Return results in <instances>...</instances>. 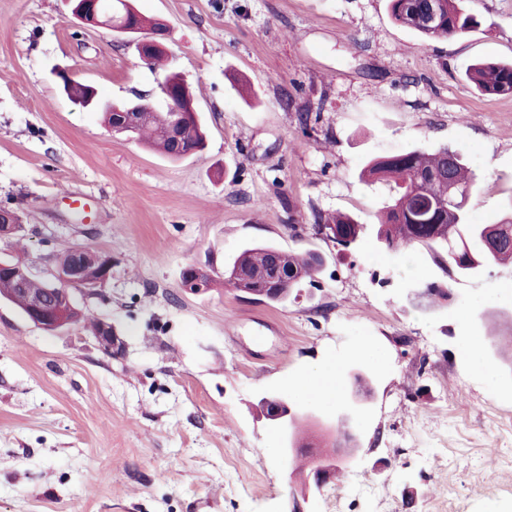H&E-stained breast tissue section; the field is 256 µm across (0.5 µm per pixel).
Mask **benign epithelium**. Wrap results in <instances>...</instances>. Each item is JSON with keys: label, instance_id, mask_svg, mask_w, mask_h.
I'll return each instance as SVG.
<instances>
[{"label": "benign epithelium", "instance_id": "benign-epithelium-1", "mask_svg": "<svg viewBox=\"0 0 512 512\" xmlns=\"http://www.w3.org/2000/svg\"><path fill=\"white\" fill-rule=\"evenodd\" d=\"M72 5V14L84 25L102 27L113 32L137 39V48L140 58L149 62L154 53L164 49V40L168 36L165 27H152L144 23L142 17L132 8L128 9L125 20L116 23L112 16L102 11L101 0H68ZM170 107L174 112L197 114L198 108L191 89L182 84L177 94L164 90ZM23 231V225L18 223V214L9 207L0 208V237H15ZM9 269L16 278V294L24 298L22 313L36 326L46 331L64 329L75 322L73 314L78 312L74 299V291L91 290L103 284L112 270V256L108 253L95 251L88 247L74 249L69 267L55 268L48 280L49 288L46 294L53 300L54 312L48 313L44 309V296L33 295L25 288V283L33 273L30 268L17 262L12 265L0 264V271ZM183 287L192 292L200 293L207 289V280L204 271L196 266H188L182 273ZM96 340L102 351L108 355L121 349L112 326L100 323L96 333ZM263 405L267 406L264 415L268 425L283 439L284 446L280 449L281 457L287 461L293 457V448L290 447L289 436L297 412L293 411L288 400L281 395L270 393L261 398ZM339 459L333 454H326L313 462L314 478L311 485L301 496H293L290 512H309L307 504L309 498L324 487V477L336 471Z\"/></svg>", "mask_w": 512, "mask_h": 512}]
</instances>
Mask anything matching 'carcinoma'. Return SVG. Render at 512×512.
Returning a JSON list of instances; mask_svg holds the SVG:
<instances>
[{
	"label": "carcinoma",
	"mask_w": 512,
	"mask_h": 512,
	"mask_svg": "<svg viewBox=\"0 0 512 512\" xmlns=\"http://www.w3.org/2000/svg\"><path fill=\"white\" fill-rule=\"evenodd\" d=\"M436 19H425L428 0H388L393 20L425 40L449 38L481 26L477 16L464 6V0H433ZM467 79L483 95H512V60H486L471 67ZM107 125L115 132L135 139H148L171 160L203 144L201 121L189 117L181 122L174 112H145L138 119L101 107ZM361 177L371 182L391 181L396 196L383 208L376 239L387 252L399 255L425 249L435 264L456 274L443 264L448 248L465 253L470 265L463 275L475 277L487 265L499 262L498 253L512 251V218L498 224H472L466 204L477 191L463 157L441 145L432 151L410 150L369 160ZM317 224H334L349 236L362 235L363 225L348 214L315 215ZM321 258L315 253L294 254L275 245L245 247L231 262L229 270L242 277L243 287L258 296L285 303L294 290L318 272Z\"/></svg>",
	"instance_id": "obj_1"
}]
</instances>
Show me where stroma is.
Returning <instances> with one entry per match:
<instances>
[{"instance_id":"1","label":"stroma","mask_w":512,"mask_h":512,"mask_svg":"<svg viewBox=\"0 0 512 512\" xmlns=\"http://www.w3.org/2000/svg\"><path fill=\"white\" fill-rule=\"evenodd\" d=\"M132 3L168 26L205 123L204 149L178 161L113 134L55 76L165 111L134 38L85 27L66 0H0V206L27 227L0 257L43 277L68 248L111 253L108 280L75 297L122 341L110 356L84 323L49 332L0 303V512H289L308 483L258 402L338 358L357 440L310 512H512V264L451 280L417 253L451 293L418 308L400 292L409 261L375 243L394 185L360 177L371 158L445 144L480 185L470 222L505 216L512 97L480 95L466 70L512 59V0H466L481 26L427 42L386 0ZM307 101L321 109L308 133ZM318 212L364 224L359 246L320 234ZM263 242L322 259L286 303L225 282ZM190 265L207 292L183 291ZM468 334L492 377L463 355ZM362 341L383 367L349 363Z\"/></svg>"}]
</instances>
